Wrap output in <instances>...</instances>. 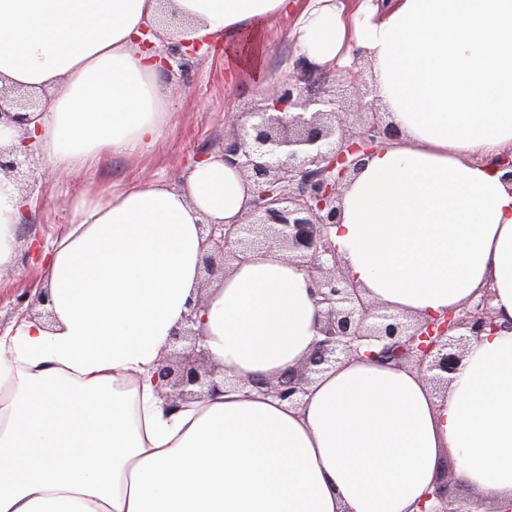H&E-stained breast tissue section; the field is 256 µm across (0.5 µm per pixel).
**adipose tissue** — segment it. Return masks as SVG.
Segmentation results:
<instances>
[{
	"mask_svg": "<svg viewBox=\"0 0 512 512\" xmlns=\"http://www.w3.org/2000/svg\"><path fill=\"white\" fill-rule=\"evenodd\" d=\"M224 44L261 77L264 31L295 13L294 54L373 68L400 132L365 157L330 240L367 299L442 316L491 287L497 330L472 338L443 392L413 366L351 357L291 403L240 386L298 368L319 339L310 275L278 249L235 262L201 313L219 392L169 411L153 374L197 297L203 222L237 223L249 182L220 154L183 184L79 197L45 248L55 320L0 334V512H419L444 455L484 499L512 502V0H0V85L49 91L30 116L52 171L135 157L172 96L139 38ZM26 205L0 180V267Z\"/></svg>",
	"mask_w": 512,
	"mask_h": 512,
	"instance_id": "ef3b65f1",
	"label": "adipose tissue"
}]
</instances>
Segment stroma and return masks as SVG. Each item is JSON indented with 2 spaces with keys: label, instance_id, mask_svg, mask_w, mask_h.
Returning <instances> with one entry per match:
<instances>
[{
  "label": "stroma",
  "instance_id": "1",
  "mask_svg": "<svg viewBox=\"0 0 512 512\" xmlns=\"http://www.w3.org/2000/svg\"><path fill=\"white\" fill-rule=\"evenodd\" d=\"M293 17L272 18L265 27L267 49L263 81L241 74L235 83L225 81L222 42H213L208 54L190 59L185 67H172L162 81L178 87L165 134L148 153L133 157H110L69 174H52L49 164L34 156V179L23 188L33 208L17 237L14 266L0 271V328L27 318L19 295L44 283L43 270L32 259L30 240L50 243L60 238L72 219V199L81 190H100L140 183L160 182L180 186L190 163L218 150L227 135L225 115L250 110L263 99L268 86L279 83V75L292 56L287 38Z\"/></svg>",
  "mask_w": 512,
  "mask_h": 512
}]
</instances>
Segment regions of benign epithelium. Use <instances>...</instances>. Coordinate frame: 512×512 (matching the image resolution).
<instances>
[{
  "mask_svg": "<svg viewBox=\"0 0 512 512\" xmlns=\"http://www.w3.org/2000/svg\"><path fill=\"white\" fill-rule=\"evenodd\" d=\"M203 41H178L161 57L162 68L173 60L198 55ZM334 73L296 60L288 80L278 83L252 112L228 118L232 134L222 143L224 161L255 186L251 208L239 224H204L201 264L208 275L219 272L216 259L238 261L259 249L278 248L306 269L316 284L315 303L323 320L319 339L298 371L276 380L249 378L245 385L262 389L281 400L294 402L305 386L343 358L359 353L363 342L381 343L386 355L398 363L410 362L429 374L437 385L448 383L458 370L466 344L488 329H495L492 295L485 290L443 317L413 319L381 311L363 298L345 275L328 237L337 223V202L342 188L377 144L399 137V131L376 119L352 134L340 117V100L330 87ZM0 87V127L14 128L18 144L0 146V177L19 184L30 176L32 136L28 112L35 104L22 95L10 97ZM205 298L198 297L174 330L170 346H182L179 354H167L155 379L174 410L181 404L219 389L220 367L199 350L198 322ZM431 497L438 506L420 512H487L482 500L472 498L457 505L454 487L439 475Z\"/></svg>",
  "mask_w": 512,
  "mask_h": 512,
  "instance_id": "1",
  "label": "benign epithelium"
}]
</instances>
